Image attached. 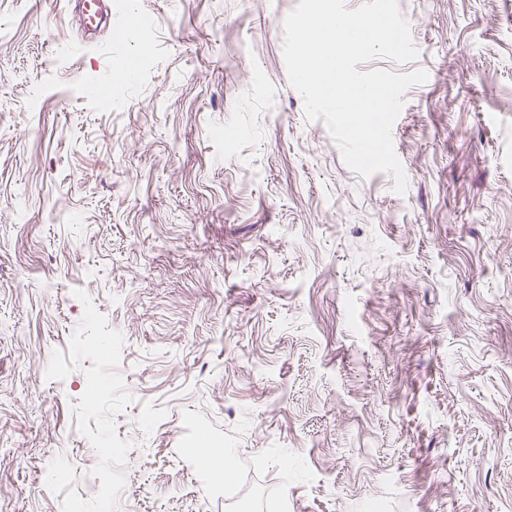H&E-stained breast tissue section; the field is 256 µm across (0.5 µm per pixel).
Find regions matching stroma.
Returning a JSON list of instances; mask_svg holds the SVG:
<instances>
[{"mask_svg":"<svg viewBox=\"0 0 512 512\" xmlns=\"http://www.w3.org/2000/svg\"><path fill=\"white\" fill-rule=\"evenodd\" d=\"M136 2L85 47L0 0V512L61 458L80 512H512V0H399L417 57L360 64L428 74L402 195L307 119L299 0Z\"/></svg>","mask_w":512,"mask_h":512,"instance_id":"obj_1","label":"stroma"}]
</instances>
